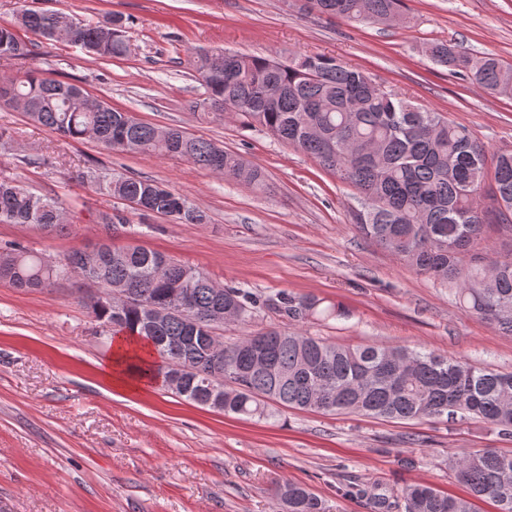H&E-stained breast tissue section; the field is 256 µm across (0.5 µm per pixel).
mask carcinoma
I'll list each match as a JSON object with an SVG mask.
<instances>
[{
  "mask_svg": "<svg viewBox=\"0 0 512 512\" xmlns=\"http://www.w3.org/2000/svg\"><path fill=\"white\" fill-rule=\"evenodd\" d=\"M299 10L351 22L386 24L401 15L402 0H298ZM20 25L46 39H63L97 58L127 53L125 21L112 14L84 23L64 12L24 9ZM30 50L10 28L0 27V57L24 58ZM432 62L474 80L491 94L512 99V65L497 57L467 55L447 42H431ZM193 66L204 92L189 109L227 115L286 143L324 170L357 189L361 208L352 224L417 273L455 290L459 304L493 328L512 334V252L484 256L488 210L482 197L491 180L498 227L512 231V149L493 153L461 124L386 91L362 72L333 56L296 54L287 61L233 52H203ZM0 104L26 114L65 140L89 132L105 150L181 157L216 175L248 184L263 181L262 170L242 155L194 137L177 127L136 121L81 86L40 77L0 82ZM124 203L177 224H203L206 214L186 197L151 180L95 171L76 174ZM57 199L35 195L0 181V223L35 225L50 233L65 228ZM141 299L120 315L83 301L88 314L147 342L160 359L152 377L181 380L176 395L210 407L224 389L222 411L259 420L281 408L360 414L414 421L477 418L512 437V373L502 374L434 351L364 345L348 347L301 330L271 329L224 344L210 356L203 337L218 327L244 321L268 307L290 322L343 315L312 295L277 293L261 297L245 288H226L196 267L140 246L73 250L54 261L13 244L0 247V280L16 288H51L72 278ZM192 288L194 307L206 318L193 330L179 314L155 322L150 314L171 304L176 288ZM456 477L470 497H451L414 485L390 499L355 485L350 494L368 500L375 512H473L472 499L493 500L498 512H512V454L464 449L452 457ZM281 512H330L306 487L284 481L276 488Z\"/></svg>",
  "mask_w": 512,
  "mask_h": 512,
  "instance_id": "cac0c4a2",
  "label": "carcinoma"
}]
</instances>
